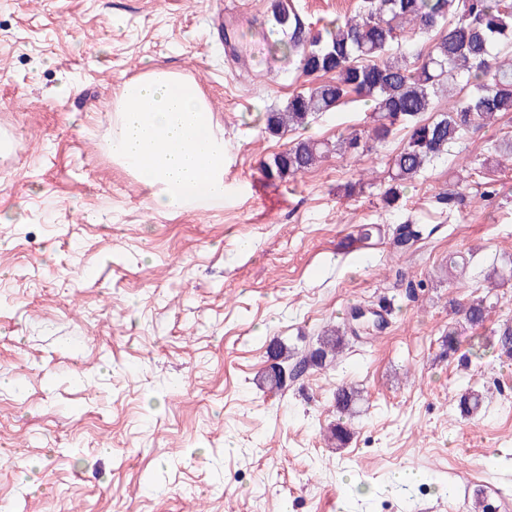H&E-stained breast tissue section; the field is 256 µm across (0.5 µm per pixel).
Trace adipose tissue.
Segmentation results:
<instances>
[{
  "label": "adipose tissue",
  "mask_w": 512,
  "mask_h": 512,
  "mask_svg": "<svg viewBox=\"0 0 512 512\" xmlns=\"http://www.w3.org/2000/svg\"><path fill=\"white\" fill-rule=\"evenodd\" d=\"M103 142L164 213L224 204V127L198 82L151 68L123 82Z\"/></svg>",
  "instance_id": "1"
}]
</instances>
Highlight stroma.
<instances>
[{
  "label": "stroma",
  "instance_id": "stroma-1",
  "mask_svg": "<svg viewBox=\"0 0 512 512\" xmlns=\"http://www.w3.org/2000/svg\"><path fill=\"white\" fill-rule=\"evenodd\" d=\"M311 29L359 0H288ZM272 0H0V512H512V114L473 128L385 207L404 130L357 157L266 178L310 136L372 126L347 100L272 136L263 113L313 78L249 70L226 40L274 48ZM193 77L224 126V205L161 214L100 137L120 84L152 67ZM76 87L55 90L63 75ZM360 184L349 194L351 184ZM462 193L448 214L438 197ZM426 234L397 252L405 222ZM379 231L357 242L360 225ZM489 296L483 326L440 338L453 302ZM377 311L381 325L351 320ZM347 328L335 365L272 391L270 341L295 355ZM483 343L482 357L471 354ZM472 376L477 412L457 403ZM358 395L344 447L326 439L331 397ZM418 480L393 483L395 473Z\"/></svg>",
  "mask_w": 512,
  "mask_h": 512
}]
</instances>
